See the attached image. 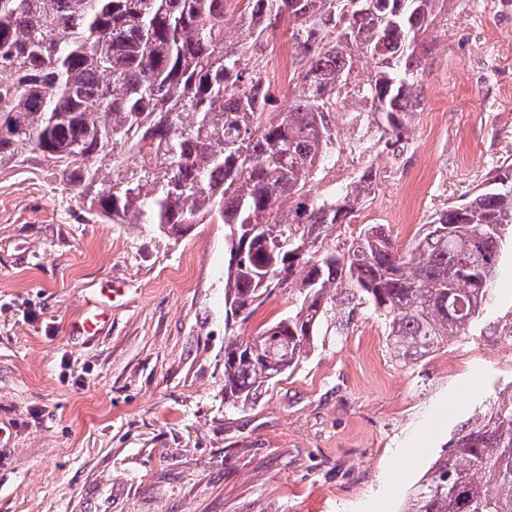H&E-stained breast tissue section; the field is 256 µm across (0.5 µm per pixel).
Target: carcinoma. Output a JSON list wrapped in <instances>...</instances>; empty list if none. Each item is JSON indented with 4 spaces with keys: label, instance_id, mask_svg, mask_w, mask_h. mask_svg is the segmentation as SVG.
<instances>
[{
    "label": "carcinoma",
    "instance_id": "carcinoma-1",
    "mask_svg": "<svg viewBox=\"0 0 512 512\" xmlns=\"http://www.w3.org/2000/svg\"><path fill=\"white\" fill-rule=\"evenodd\" d=\"M0 0V171H53L87 218L164 235L224 225V406L257 402L368 309L393 350L417 360L485 309L512 234V164L436 211L400 252L381 224L350 226L377 173L324 197L312 182L336 146V100L388 135L398 158L421 103L417 37L449 0ZM288 23L300 93L267 111L247 51ZM371 60L352 81L358 56ZM336 235V242L325 241ZM277 290L294 310L255 336ZM403 512H512V393L461 424Z\"/></svg>",
    "mask_w": 512,
    "mask_h": 512
}]
</instances>
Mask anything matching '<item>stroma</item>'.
Segmentation results:
<instances>
[{"label":"stroma","mask_w":512,"mask_h":512,"mask_svg":"<svg viewBox=\"0 0 512 512\" xmlns=\"http://www.w3.org/2000/svg\"><path fill=\"white\" fill-rule=\"evenodd\" d=\"M512 0H452L429 50L410 144L394 162L351 114L314 182L378 171L356 220L408 247L422 224L512 163ZM287 26L250 50L283 108ZM224 227L177 237L87 222L54 175L0 171V512H402L475 410L512 392V249L465 336L405 362L363 312L253 406L224 405ZM100 316L97 333L79 331Z\"/></svg>","instance_id":"obj_1"}]
</instances>
